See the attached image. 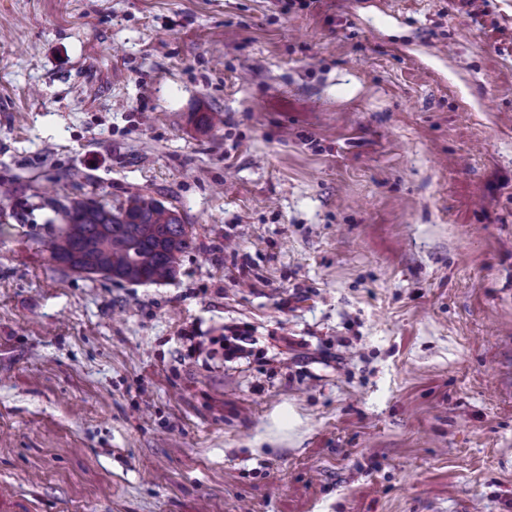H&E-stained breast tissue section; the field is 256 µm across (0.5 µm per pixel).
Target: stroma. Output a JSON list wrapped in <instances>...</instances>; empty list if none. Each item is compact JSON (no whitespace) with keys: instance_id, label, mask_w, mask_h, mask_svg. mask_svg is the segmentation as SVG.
Listing matches in <instances>:
<instances>
[{"instance_id":"stroma-1","label":"stroma","mask_w":512,"mask_h":512,"mask_svg":"<svg viewBox=\"0 0 512 512\" xmlns=\"http://www.w3.org/2000/svg\"><path fill=\"white\" fill-rule=\"evenodd\" d=\"M135 194L175 278L61 272ZM0 501L512 512V0H0ZM64 224L50 242L64 268L109 279L158 283L173 278L179 257L194 237L175 208L148 195H134L113 209L93 198L62 205Z\"/></svg>"}]
</instances>
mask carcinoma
I'll return each mask as SVG.
<instances>
[{
    "label": "carcinoma",
    "mask_w": 512,
    "mask_h": 512,
    "mask_svg": "<svg viewBox=\"0 0 512 512\" xmlns=\"http://www.w3.org/2000/svg\"><path fill=\"white\" fill-rule=\"evenodd\" d=\"M64 224L50 242L63 267L109 279L158 283L173 278L194 237L180 212L148 195L112 209L93 198L61 206Z\"/></svg>",
    "instance_id": "obj_1"
}]
</instances>
